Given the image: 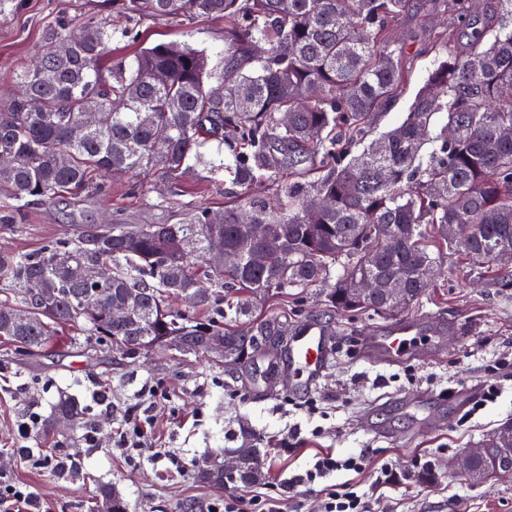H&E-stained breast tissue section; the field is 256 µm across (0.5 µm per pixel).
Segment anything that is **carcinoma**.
Returning a JSON list of instances; mask_svg holds the SVG:
<instances>
[{
    "mask_svg": "<svg viewBox=\"0 0 512 512\" xmlns=\"http://www.w3.org/2000/svg\"><path fill=\"white\" fill-rule=\"evenodd\" d=\"M418 0H106L129 25L119 30L72 18L47 36L43 65L19 75L18 95L0 107V187L25 205L67 192L81 195L100 172L185 176L212 140L228 148L220 163L231 183L264 181L279 206L247 198L214 212L198 210L180 224H103L25 255L0 256V281L19 299L0 304V338L29 352L45 348L55 328L84 323L101 345L124 355L140 344L203 355L207 338L224 335L237 350L289 324L254 317L244 302L221 301L217 289L256 301L288 297L330 278L332 312L395 316L425 294L423 277L447 253L481 266L512 252V0H429L452 19L435 35L438 51L401 125L369 139L375 114L410 81L392 26ZM224 19L226 49L219 68L183 42L146 48L130 66L103 59L115 35L133 41L141 16ZM96 30L86 41L81 30ZM216 79V85L207 82ZM102 109L93 127L82 117L90 102ZM446 115L436 127L433 118ZM288 116V123L282 122ZM164 128L168 140L157 143ZM429 151H423L425 146ZM268 224L279 254L253 260L248 226ZM468 229L460 239L448 225ZM392 227L396 241L382 245ZM232 255L222 272L198 271L214 234ZM95 262L115 265L112 280L85 279ZM213 281L216 290L200 285ZM368 277L406 285L393 305L377 289L350 300L345 282ZM36 281L44 298L30 295ZM141 296L133 317L114 319L112 303ZM102 302L85 312L79 302ZM185 299L206 311L189 318L169 306ZM184 337L180 346L174 337ZM203 483L226 487L218 466L197 471ZM99 512H127L110 489Z\"/></svg>",
    "mask_w": 512,
    "mask_h": 512,
    "instance_id": "obj_1",
    "label": "carcinoma"
}]
</instances>
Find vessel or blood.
Instances as JSON below:
<instances>
[{
  "label": "vessel or blood",
  "instance_id": "1",
  "mask_svg": "<svg viewBox=\"0 0 512 512\" xmlns=\"http://www.w3.org/2000/svg\"><path fill=\"white\" fill-rule=\"evenodd\" d=\"M434 328L425 319H402L366 336L362 343L366 358L385 364H401L413 360L417 350L431 342ZM333 352V339L317 321H309L293 331L284 361L299 376V387L308 390L318 386Z\"/></svg>",
  "mask_w": 512,
  "mask_h": 512
}]
</instances>
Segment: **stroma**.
I'll list each match as a JSON object with an SVG mask.
<instances>
[{
    "label": "stroma",
    "mask_w": 512,
    "mask_h": 512,
    "mask_svg": "<svg viewBox=\"0 0 512 512\" xmlns=\"http://www.w3.org/2000/svg\"><path fill=\"white\" fill-rule=\"evenodd\" d=\"M99 0H18L0 16V106L18 93L21 65L39 56L49 30L65 19L99 17ZM438 15L412 13L399 20L394 36L411 63V80L386 111L377 113L374 135L399 126L432 58L423 48L441 24ZM137 42L113 37L109 60H133L147 47L180 41L206 51L219 62L224 22L144 17ZM100 187L78 198L62 196L18 206L0 189V254L21 255L72 235L79 224H178L196 209H223L226 202L251 195L274 196L271 186L243 188L224 174L191 170L168 183L135 173L99 177ZM325 284L307 288L287 303L267 302L262 314L330 323L336 353L318 387L292 397L293 372L268 386L237 378L206 356L156 351L125 356L95 343L76 344L80 330L63 327L46 352H20L0 339V482L36 495L43 512H96L101 487H109L129 512H209L226 494L248 499H282L285 512H322L323 488L350 486L369 512H512V477L471 485L448 461L512 422V288H494L478 277L460 253L445 256L433 286L408 311L446 324L434 346L415 360L377 366L359 355V340L388 325L372 313L327 315ZM162 394L151 397L149 387ZM495 387L492 400L469 407L440 406V427L411 430L401 403L420 404L450 388ZM107 392L111 408L100 406ZM72 398L84 407L77 421L45 428L56 404ZM150 426L151 453L126 456L113 439L128 414ZM37 418L36 434L25 439L19 427ZM286 451L276 452V443ZM259 449L263 478L232 489L200 482L197 471L223 461L230 449ZM55 448L70 453L74 468L61 473L34 466L32 455ZM338 458L365 455L366 466L336 470L314 485L289 487L294 475L313 467L321 450ZM185 464L176 470L169 462Z\"/></svg>",
    "instance_id": "1"
}]
</instances>
